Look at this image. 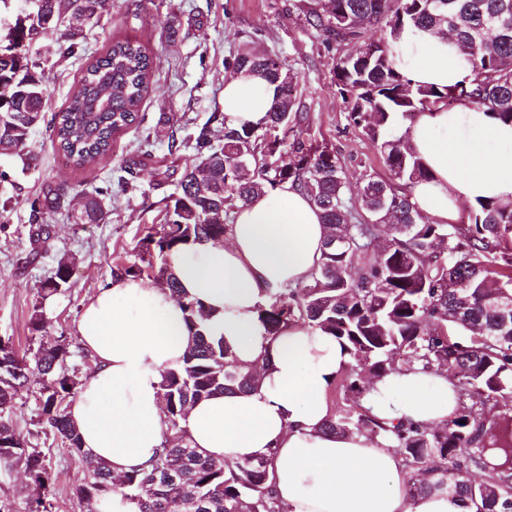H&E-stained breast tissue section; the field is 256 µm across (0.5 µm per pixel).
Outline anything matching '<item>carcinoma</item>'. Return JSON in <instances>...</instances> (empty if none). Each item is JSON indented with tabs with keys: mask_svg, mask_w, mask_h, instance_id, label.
I'll return each instance as SVG.
<instances>
[{
	"mask_svg": "<svg viewBox=\"0 0 512 512\" xmlns=\"http://www.w3.org/2000/svg\"><path fill=\"white\" fill-rule=\"evenodd\" d=\"M44 33L64 43L77 37L64 26L68 16L99 21L112 0H32ZM308 27L326 46H353L338 58L336 86L347 103V119L380 144L390 178L365 175L362 204L345 196L343 165L336 152L290 136L303 120L294 110L297 76L268 55L244 47L225 58L234 75L244 68L277 83L276 100L260 129L206 123L194 136L196 158L179 177V191L165 203V219L138 242L139 261L118 264L112 274L140 278L151 267L179 294L167 266L182 243L222 240L239 203L267 187L289 182L304 191L328 225L316 276L308 284L276 288L261 307V321L273 335L304 321L334 336L351 358L341 388L355 398L365 391L361 372L377 378L398 366L448 368L472 403L442 425L393 429L411 468L410 495L448 493L465 512H512V415L495 419L494 408L512 410V314L492 307L494 296L512 292V205L486 200L471 207V223L434 224L409 201L407 185L428 178L422 162L400 137L386 135L396 117L468 100L498 119L512 122V0H310L303 9ZM386 22L388 38L406 24L431 28L458 44L472 63L467 84L439 90L412 87L388 55V42L365 39L364 23ZM156 63L130 38L111 41L92 58L64 108L55 113L50 137L74 167L102 161L114 137L139 120ZM45 87L39 64L25 51L0 58V156L26 160L29 135L43 120ZM64 190L50 189L42 208L54 212ZM104 217L99 199L86 197L72 215L75 224ZM348 239V253L332 242ZM70 265L60 260L40 292L69 288ZM196 342L184 363L165 372L161 405L172 436L151 467L124 476V496L135 512H283L270 484L269 460L217 464L190 447L182 426L187 408L216 393L245 392L252 372L241 368L222 338L200 331L204 305L179 298ZM66 342L18 355L0 340V463H21L37 492L33 512H47L50 473L41 452L27 447L12 421L17 389L40 385V421L82 460L86 476L78 488L91 506L113 490L107 465L81 447L62 404L82 385ZM326 428L332 432L387 431L364 412L349 410ZM482 473L477 480L474 473Z\"/></svg>",
	"mask_w": 512,
	"mask_h": 512,
	"instance_id": "obj_1",
	"label": "carcinoma"
}]
</instances>
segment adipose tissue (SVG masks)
Masks as SVG:
<instances>
[{
	"instance_id": "1",
	"label": "adipose tissue",
	"mask_w": 512,
	"mask_h": 512,
	"mask_svg": "<svg viewBox=\"0 0 512 512\" xmlns=\"http://www.w3.org/2000/svg\"><path fill=\"white\" fill-rule=\"evenodd\" d=\"M412 83L451 88L472 65L433 30L404 27L389 43ZM276 85L243 69L224 84L228 125H264ZM429 171L410 185L415 210L453 224L460 208L481 200L512 203V123L467 101L418 113L403 130ZM490 143L494 152L480 150ZM328 228L310 198L284 183L239 205L226 241L175 249L171 270L183 294L201 301L206 334L224 339L238 364L257 373L244 393L204 399L183 421L187 439L215 462L271 459L284 512H463L449 494L407 495L405 462L392 428L446 422L461 406L447 370L402 366L374 379L359 403L384 433L326 430V394L350 363L334 336L303 322L268 335L259 308L272 289L315 276ZM79 342L94 362L68 414L82 446L113 476L146 469L163 446L161 381L180 367L192 342L185 314L166 285L115 277L85 306Z\"/></svg>"
}]
</instances>
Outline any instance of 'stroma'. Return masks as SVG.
Here are the masks:
<instances>
[{"label": "stroma", "instance_id": "obj_1", "mask_svg": "<svg viewBox=\"0 0 512 512\" xmlns=\"http://www.w3.org/2000/svg\"><path fill=\"white\" fill-rule=\"evenodd\" d=\"M301 0H112V12L99 24L80 27L74 51L64 54L55 35L32 51L44 70L46 111L57 112L68 99L89 59L110 39L140 41L156 61L142 121L116 136L109 156L96 167L78 169L59 154L46 124L29 136V162L0 156V336L19 353L33 355L58 341L76 342L84 306L112 277L116 263L132 259L138 241L159 224L177 173L193 163L187 137L212 115L224 112V59L241 44L276 57L298 77L297 97L306 115L296 131L303 139L335 150L345 171L347 197L359 204L365 174L387 177L378 146L349 123L333 69L338 52L306 26ZM177 22L178 35L165 29ZM179 118L159 123L161 113ZM66 192L55 213L35 208L47 188ZM97 196L105 218L75 224L70 214L85 195ZM47 240L36 241L40 227ZM72 261L69 288L42 297L39 287L53 276L61 257ZM41 306L44 326L29 319ZM13 421L29 446L41 450L51 475V512H85L77 494L85 470L81 459L52 437L39 433L37 386L18 391ZM31 486L20 465H0V504L7 512H29Z\"/></svg>", "mask_w": 512, "mask_h": 512}]
</instances>
